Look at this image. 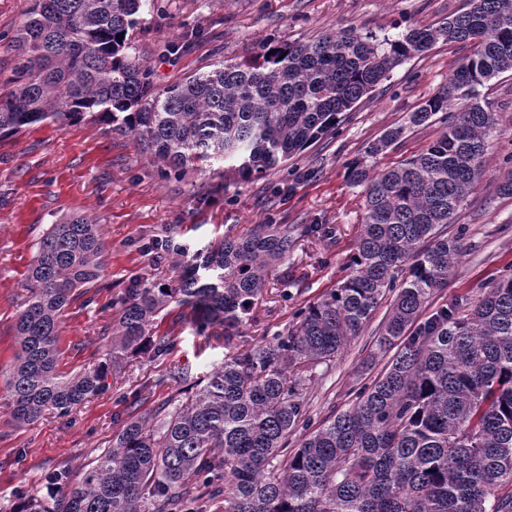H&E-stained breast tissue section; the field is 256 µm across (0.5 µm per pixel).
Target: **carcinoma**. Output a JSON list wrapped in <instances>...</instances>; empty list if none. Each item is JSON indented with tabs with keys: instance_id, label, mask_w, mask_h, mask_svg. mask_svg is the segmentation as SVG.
Wrapping results in <instances>:
<instances>
[{
	"instance_id": "obj_1",
	"label": "carcinoma",
	"mask_w": 512,
	"mask_h": 512,
	"mask_svg": "<svg viewBox=\"0 0 512 512\" xmlns=\"http://www.w3.org/2000/svg\"><path fill=\"white\" fill-rule=\"evenodd\" d=\"M143 2L32 0L13 36L0 134L105 116L164 163L166 180L221 166L264 174L336 134L340 116L405 61L440 42L471 43L474 52L410 117L422 126L442 114L434 141L384 169L349 165L364 216L337 287L287 332L225 357L173 410L129 414L81 480L53 473L55 497L20 490L12 512H512V276L420 320L464 251L462 235L444 226L485 171L494 116L476 91L512 73V0H466L442 24L397 39L353 28L279 46L269 38L250 60L161 91L129 53ZM404 130L388 129L366 156ZM297 230L258 224L192 260L178 287H133L109 299L120 307L118 342L105 361L67 376L57 369L61 317L72 292L103 277L106 243L84 216L51 225L31 265L8 368L15 423L68 414L101 392L107 369L130 353L165 354L173 339L153 325L172 304L190 309L197 334L221 327L233 344ZM392 291L377 337L378 346L396 347L389 367L310 429V373L364 335ZM297 431L300 445L290 448Z\"/></svg>"
}]
</instances>
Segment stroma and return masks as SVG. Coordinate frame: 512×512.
<instances>
[{"mask_svg": "<svg viewBox=\"0 0 512 512\" xmlns=\"http://www.w3.org/2000/svg\"><path fill=\"white\" fill-rule=\"evenodd\" d=\"M32 0H0V93L14 62L11 39ZM465 0H154L143 7V23L132 52L151 72L154 90L213 69L219 62L255 56L266 37L304 41L353 27L395 38L411 27L437 25L462 9ZM202 33L188 51L172 56L163 45L193 28ZM471 44H437L405 61L349 112L335 136L290 161L294 174L263 177L193 173L180 181L161 178V163L124 131L101 122L66 126L35 123L0 138V371L18 350L16 323L27 296L28 271L50 225L72 214L101 224L108 245L107 271L98 284L76 290L66 307L58 369L75 373L100 361L112 340L119 310L109 298L126 288L176 287L190 256L220 238L240 236L257 224H295L299 230L287 259L267 278L263 298L239 327L232 347L204 339L189 318L166 316L158 333H171L169 354L123 359L105 389L71 413H46L30 426H16L5 404L0 374V512H10L18 489L40 496L47 477L65 470L79 481L90 462L111 448L112 436L129 410L143 415L159 404L178 403L173 368L189 381L211 373L229 350H243L287 332L296 313L335 288L346 274L364 215L359 187L346 179V165L386 130L405 132L375 160L386 168L418 153L441 130L440 123L412 126L409 117L439 86ZM481 106L495 117L486 172L460 204L448 226L463 234L464 253L448 284L427 303L426 312L475 298L493 279L512 273V198L497 183L512 170V73L478 89ZM173 240L169 251L158 242ZM389 311L381 304L363 336L350 342L330 365L317 366L308 387V415L319 424L332 411L347 409L356 391L383 373L392 353L377 345Z\"/></svg>", "mask_w": 512, "mask_h": 512, "instance_id": "stroma-1", "label": "stroma"}]
</instances>
